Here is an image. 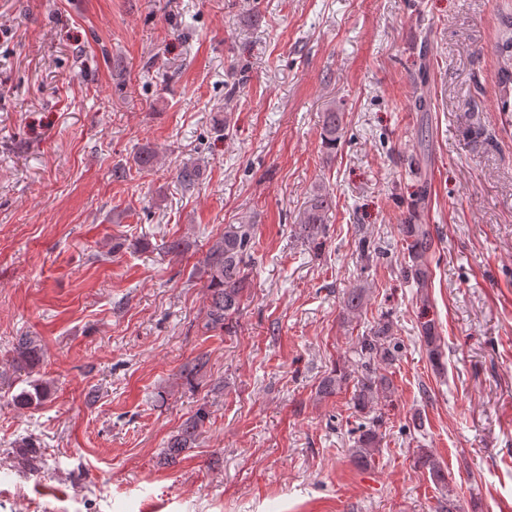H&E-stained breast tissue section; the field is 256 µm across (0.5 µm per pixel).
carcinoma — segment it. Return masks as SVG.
Segmentation results:
<instances>
[{
	"label": "carcinoma",
	"instance_id": "obj_1",
	"mask_svg": "<svg viewBox=\"0 0 512 512\" xmlns=\"http://www.w3.org/2000/svg\"><path fill=\"white\" fill-rule=\"evenodd\" d=\"M500 57L496 81L501 88L502 111L512 110V18L508 19L500 34L497 44ZM342 113L332 106L323 113L324 141L328 147L336 145V135L341 130ZM333 206L329 192L317 188L304 202L298 219V235L307 243L320 247L326 233L327 216ZM407 251L409 262L405 267L407 277L421 286H426L431 278L428 257L432 252L433 241L428 225L410 224L407 226ZM255 244L254 225L237 224L224 232V236L216 240L208 249L204 259L196 268V274L204 280L208 305L205 311L204 328L208 331L228 330L233 320L241 312L243 298L248 288L246 258ZM365 299V290L351 288L344 298L347 314L360 313ZM389 326H378L371 336H364L359 341L360 356L365 373L357 378L354 385V405L363 411L372 407L379 393L390 392V382L384 376L368 369L374 360L389 362L394 359L396 349L388 345ZM44 349L40 340L34 336H20L12 349L8 360V371L20 378L29 377L40 365ZM348 377L342 372H332L324 377L318 386V393L323 397L332 396L343 388ZM47 386L36 380L30 382V388L22 389L13 396V403L24 408L46 397ZM209 418V412L201 407L197 412L185 419L178 430L166 442L163 450V462L174 464L179 456L196 444L203 425ZM359 435L354 448L350 449L351 457L361 466H369L375 459L380 447V434L374 423L362 424L358 427ZM13 458L17 465L28 471L38 470L41 461L39 449L28 442L14 452ZM416 464L428 470L429 477L442 490L439 512H460L457 499L453 498L448 489V476L434 456L426 451L418 454Z\"/></svg>",
	"mask_w": 512,
	"mask_h": 512
}]
</instances>
